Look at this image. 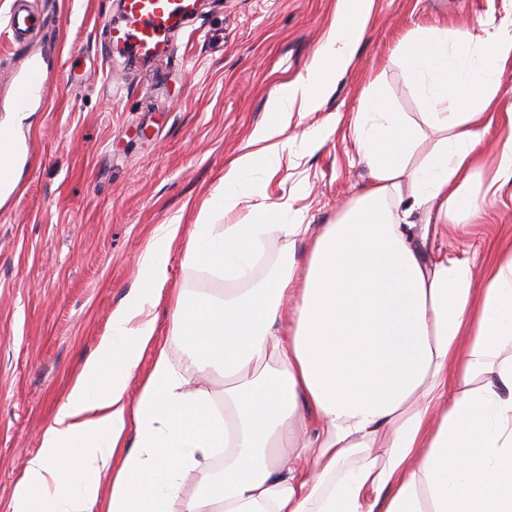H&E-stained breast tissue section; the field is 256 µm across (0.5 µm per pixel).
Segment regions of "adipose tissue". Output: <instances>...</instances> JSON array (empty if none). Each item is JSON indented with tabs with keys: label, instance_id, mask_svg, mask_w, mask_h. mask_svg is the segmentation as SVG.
<instances>
[{
	"label": "adipose tissue",
	"instance_id": "1",
	"mask_svg": "<svg viewBox=\"0 0 512 512\" xmlns=\"http://www.w3.org/2000/svg\"><path fill=\"white\" fill-rule=\"evenodd\" d=\"M375 0H336L331 32L305 76L271 97L259 152L229 163L192 228L157 227L138 275L95 352L27 458L13 512H512V250L483 287L474 255L428 250L448 221L474 213L467 190L483 116L512 61V36L475 47L468 32L401 41L404 74L425 94L421 124L371 92L355 121L369 182L359 202L314 238L304 268L256 280L283 223L258 201L232 224L249 175L272 170L294 105L319 109L347 72ZM25 112L0 115V187L23 169L6 151ZM443 131L420 164L424 128ZM437 216L413 224V212ZM229 284L223 296L178 293L171 335L202 374L224 378L223 402L158 349L138 398L128 381L156 341L168 261ZM223 454L224 469L211 475ZM203 476L182 499L185 474Z\"/></svg>",
	"mask_w": 512,
	"mask_h": 512
}]
</instances>
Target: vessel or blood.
Segmentation results:
<instances>
[{"label": "vessel or blood", "mask_w": 512, "mask_h": 512, "mask_svg": "<svg viewBox=\"0 0 512 512\" xmlns=\"http://www.w3.org/2000/svg\"><path fill=\"white\" fill-rule=\"evenodd\" d=\"M197 0H124V24L108 31L110 44L123 47L130 55L149 59L168 44L176 20L191 19ZM43 21L29 10L27 0H13L8 14V29L13 36V50L23 56L25 65L12 77L15 111L26 112L34 106H46L47 80L40 57L31 50V40L41 32Z\"/></svg>", "instance_id": "vessel-or-blood-1"}]
</instances>
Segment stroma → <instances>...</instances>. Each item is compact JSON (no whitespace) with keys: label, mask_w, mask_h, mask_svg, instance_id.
I'll return each instance as SVG.
<instances>
[{"label":"stroma","mask_w":512,"mask_h":512,"mask_svg":"<svg viewBox=\"0 0 512 512\" xmlns=\"http://www.w3.org/2000/svg\"><path fill=\"white\" fill-rule=\"evenodd\" d=\"M34 2L51 25L32 49L57 89L28 120L34 162L0 206V512H11L26 458L133 284L154 229L195 223L267 121L272 94L306 74L336 8V0H206L156 58L135 61L107 46L108 27L124 23L123 0ZM511 15L512 0H376L354 64L319 110L288 113L276 170L252 173L267 203L290 224L335 223L368 180L354 133L364 96L380 90L394 111L422 121L423 94L396 45L425 29H466L480 46L512 35ZM485 125L468 183L478 211L441 240L458 253L480 249L477 282L512 243V175L499 170L512 128L511 64ZM224 289L172 252L155 312L158 340L181 372L194 368L169 334L176 293Z\"/></svg>","instance_id":"1"}]
</instances>
